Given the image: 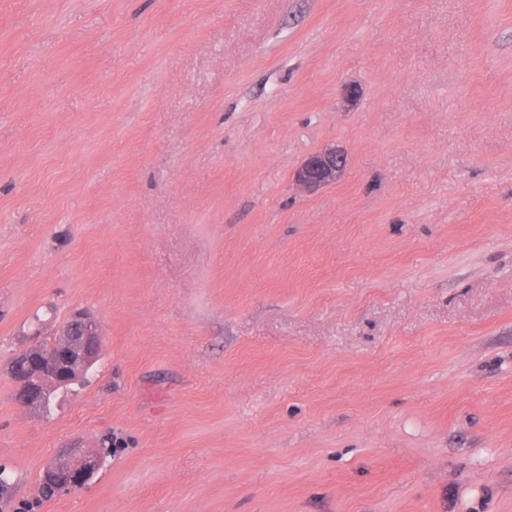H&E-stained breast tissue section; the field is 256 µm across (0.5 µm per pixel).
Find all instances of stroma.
I'll return each mask as SVG.
<instances>
[{
  "label": "stroma",
  "mask_w": 512,
  "mask_h": 512,
  "mask_svg": "<svg viewBox=\"0 0 512 512\" xmlns=\"http://www.w3.org/2000/svg\"><path fill=\"white\" fill-rule=\"evenodd\" d=\"M0 467V512H512V0H0ZM346 161L345 152L334 147L308 155L294 172L295 182L311 192L336 182ZM60 336H69L68 343L27 360L24 368L15 367L13 375L21 404L41 408L48 399L49 384L62 387L72 383L87 371L99 354V326L84 311L71 314ZM100 466V459L91 455L62 454L44 473L45 484L54 493L79 488L91 479Z\"/></svg>",
  "instance_id": "1"
}]
</instances>
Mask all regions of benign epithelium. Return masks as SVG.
Here are the masks:
<instances>
[{
	"label": "benign epithelium",
	"instance_id": "7a95c632",
	"mask_svg": "<svg viewBox=\"0 0 512 512\" xmlns=\"http://www.w3.org/2000/svg\"><path fill=\"white\" fill-rule=\"evenodd\" d=\"M346 161L345 152L336 147L317 150L308 155L294 172L295 182L311 192L336 182ZM68 343L27 360L25 367H15L13 375L19 402L39 409L49 396L48 385L66 386L93 364L99 354L101 334L94 318L84 312L71 314L62 330ZM100 459L91 455L62 454L44 473L45 484L58 493L79 488L91 479Z\"/></svg>",
	"mask_w": 512,
	"mask_h": 512
}]
</instances>
